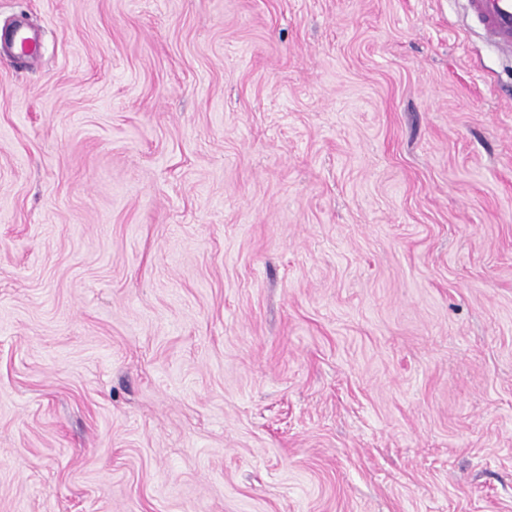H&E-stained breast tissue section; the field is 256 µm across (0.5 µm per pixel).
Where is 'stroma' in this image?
Instances as JSON below:
<instances>
[{"instance_id": "obj_1", "label": "stroma", "mask_w": 512, "mask_h": 512, "mask_svg": "<svg viewBox=\"0 0 512 512\" xmlns=\"http://www.w3.org/2000/svg\"><path fill=\"white\" fill-rule=\"evenodd\" d=\"M0 512H512V56L467 0H0Z\"/></svg>"}]
</instances>
